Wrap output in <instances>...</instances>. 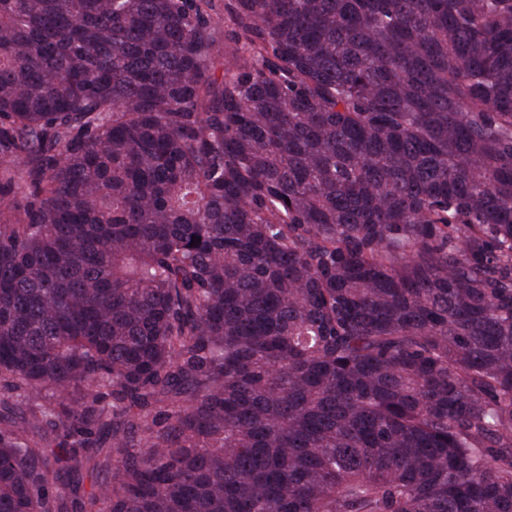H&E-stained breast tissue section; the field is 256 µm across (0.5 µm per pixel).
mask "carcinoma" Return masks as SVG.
<instances>
[{
    "label": "carcinoma",
    "mask_w": 512,
    "mask_h": 512,
    "mask_svg": "<svg viewBox=\"0 0 512 512\" xmlns=\"http://www.w3.org/2000/svg\"><path fill=\"white\" fill-rule=\"evenodd\" d=\"M0 512H512V0H0Z\"/></svg>",
    "instance_id": "cac0c4a2"
}]
</instances>
